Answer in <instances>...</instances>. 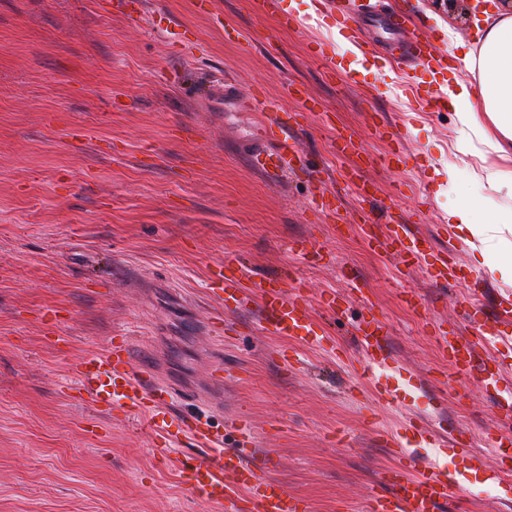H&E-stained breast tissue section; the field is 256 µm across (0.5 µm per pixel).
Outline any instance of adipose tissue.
I'll return each instance as SVG.
<instances>
[{
    "instance_id": "obj_1",
    "label": "adipose tissue",
    "mask_w": 512,
    "mask_h": 512,
    "mask_svg": "<svg viewBox=\"0 0 512 512\" xmlns=\"http://www.w3.org/2000/svg\"><path fill=\"white\" fill-rule=\"evenodd\" d=\"M484 22L478 47L464 59L468 78L449 81L446 92L458 125L455 148L464 156L487 150L470 176L497 201L485 215L475 199L461 198L449 206L448 222L472 251L496 252L491 272L512 286V8L492 0Z\"/></svg>"
}]
</instances>
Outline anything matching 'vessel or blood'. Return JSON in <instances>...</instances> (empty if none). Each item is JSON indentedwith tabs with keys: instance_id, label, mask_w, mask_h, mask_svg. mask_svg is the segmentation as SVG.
<instances>
[{
	"instance_id": "1",
	"label": "vessel or blood",
	"mask_w": 512,
	"mask_h": 512,
	"mask_svg": "<svg viewBox=\"0 0 512 512\" xmlns=\"http://www.w3.org/2000/svg\"><path fill=\"white\" fill-rule=\"evenodd\" d=\"M341 24L362 55L375 54L370 32L347 16ZM390 61L395 65L412 64L433 76L448 69L447 52L438 47L433 32L418 24L412 25L403 42L391 49ZM242 99V90L231 81L214 84L205 94L206 105L213 112L224 111ZM243 151L260 160L259 170L264 174L274 170L285 175L307 168L303 151L278 113L263 114L254 141ZM378 244L405 268L430 266L433 281L459 282L464 278L457 263L450 261L446 252L434 251L430 237L413 231L407 221L389 222ZM212 292L228 310L247 308L255 297H262V319L267 331L278 336H298L315 345L324 340L325 333L314 321L308 301L297 283L287 276L267 279L252 291L244 285L240 270L232 269L220 274ZM496 308L495 315L485 317L467 332H450L438 324L432 329L445 358L457 370H477L478 380L492 401V463L473 455L465 430L458 428L443 434L429 429L418 417L407 416L402 432L386 437L396 463L378 473L368 512H440L453 492L465 484L462 473L447 466L452 449L468 460L471 472L482 473L486 483L507 492L512 490V387L506 384L508 371L504 364L494 358H479L480 353L497 344L512 343V298H498ZM388 336L387 325L373 318L359 327L356 337L362 374L373 385L371 399L382 406L404 404L408 396L407 390L395 383L407 368L394 358L387 345ZM74 377L79 395L92 406L121 409L154 431L164 443L160 456H167L168 446L183 436L209 446L210 458L189 459L183 467L191 491L222 512H312L309 501L290 494L272 476V460L250 450L251 424L245 414L230 418L232 428L239 434L233 448L223 447L210 421L172 414L174 389L137 365L129 337H112L103 352L80 360ZM424 448L430 449V456H421Z\"/></svg>"
}]
</instances>
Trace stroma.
Masks as SVG:
<instances>
[{
  "label": "stroma",
  "instance_id": "obj_1",
  "mask_svg": "<svg viewBox=\"0 0 512 512\" xmlns=\"http://www.w3.org/2000/svg\"><path fill=\"white\" fill-rule=\"evenodd\" d=\"M416 20L436 29L465 77L462 59L477 40L459 0H419ZM239 39H227L225 25ZM350 64L325 71L317 44ZM352 44L332 17L281 25L257 0H0V512H215L189 490L186 443L169 458L157 439L122 410L80 401L72 368L110 337L149 349L161 378L177 390L175 413L210 416L204 391L223 365L226 408L248 414L256 448L273 474L314 512H366L380 470L391 463L382 430L402 428V412L366 395L350 320L324 301L359 277L390 328V348L414 372V404L438 430H470L474 454L492 457L486 433L492 403L475 374L456 373L441 356L431 324L469 330L461 284L431 281L393 258L364 249L362 211L343 174L355 156L336 153L337 129L381 155L398 134L408 156L399 172L368 170L377 200L395 194V213L429 234L436 249L480 275L491 294H510L475 266L468 246L445 230L456 170L465 196L491 207L469 181L478 157L453 146L452 110L420 108L405 91L421 73L393 74L385 59L355 68ZM233 74L256 102L210 112L208 86ZM384 94L370 100L371 84ZM305 87L317 106L292 94ZM289 115L313 166L330 178L338 212L316 209L308 174L273 185L252 170L241 141L262 109ZM387 123L376 134L367 113ZM299 240L321 244L312 264ZM242 266L252 287L277 272L304 282L326 332L314 347L264 330L257 312L234 314V330L212 338L206 294L211 269ZM420 296L422 313L401 301ZM211 417V416H210ZM449 507L512 512L499 488L472 476Z\"/></svg>",
  "mask_w": 512,
  "mask_h": 512
}]
</instances>
